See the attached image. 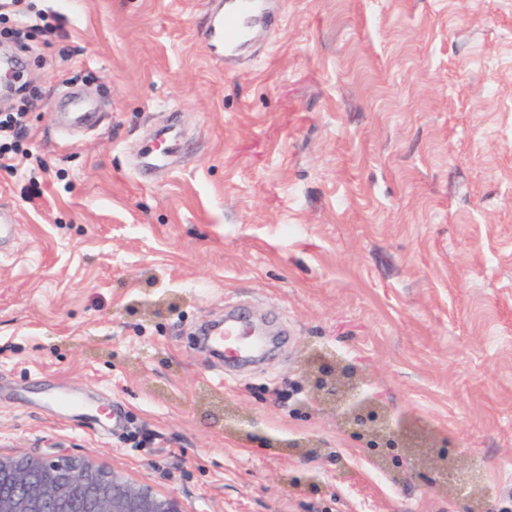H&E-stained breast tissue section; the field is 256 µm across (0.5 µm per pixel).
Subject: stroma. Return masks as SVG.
I'll return each mask as SVG.
<instances>
[{
  "label": "stroma",
  "mask_w": 512,
  "mask_h": 512,
  "mask_svg": "<svg viewBox=\"0 0 512 512\" xmlns=\"http://www.w3.org/2000/svg\"><path fill=\"white\" fill-rule=\"evenodd\" d=\"M208 2L19 6L62 20L11 42L33 92L0 168V455L86 457L185 512H466L305 404L318 349L512 512V0H278L229 63ZM72 89L102 108L62 145ZM173 113L186 149L141 176ZM228 306L289 342L226 371L196 338Z\"/></svg>",
  "instance_id": "stroma-1"
}]
</instances>
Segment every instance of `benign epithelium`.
Masks as SVG:
<instances>
[{"label":"benign epithelium","instance_id":"benign-epithelium-1","mask_svg":"<svg viewBox=\"0 0 512 512\" xmlns=\"http://www.w3.org/2000/svg\"><path fill=\"white\" fill-rule=\"evenodd\" d=\"M310 388L336 401L352 433L369 439L379 461L399 464L397 448L403 436L374 398L363 389L358 366L343 359L321 356L313 364ZM443 483L469 495L471 478L456 475L442 465ZM0 512H184L173 495H160L135 486L92 461L81 458L48 460L21 456L0 457Z\"/></svg>","mask_w":512,"mask_h":512}]
</instances>
